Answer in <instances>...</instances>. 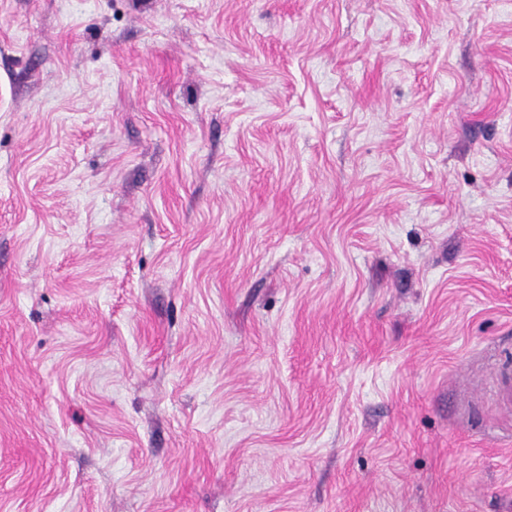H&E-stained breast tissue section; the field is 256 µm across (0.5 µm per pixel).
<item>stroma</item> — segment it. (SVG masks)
<instances>
[{"label":"stroma","instance_id":"1","mask_svg":"<svg viewBox=\"0 0 512 512\" xmlns=\"http://www.w3.org/2000/svg\"><path fill=\"white\" fill-rule=\"evenodd\" d=\"M0 512H512V0H0Z\"/></svg>","mask_w":512,"mask_h":512}]
</instances>
